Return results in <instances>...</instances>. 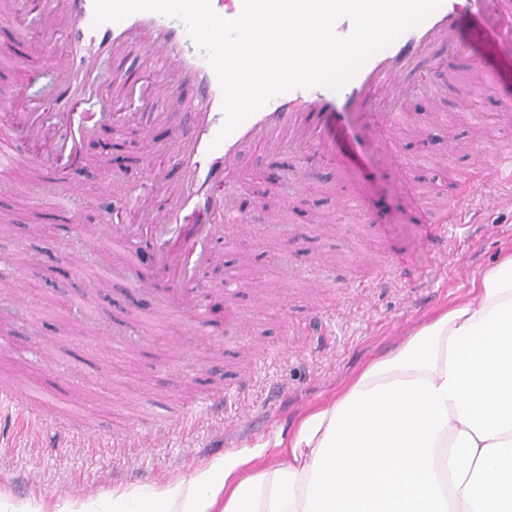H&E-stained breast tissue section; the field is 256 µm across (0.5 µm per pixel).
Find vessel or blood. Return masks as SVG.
<instances>
[{"mask_svg":"<svg viewBox=\"0 0 512 512\" xmlns=\"http://www.w3.org/2000/svg\"><path fill=\"white\" fill-rule=\"evenodd\" d=\"M470 18L475 21L472 40L489 47L512 41V0H442L424 22L372 56L340 90L315 86L283 92L221 140L222 91L182 20L143 11L119 22L99 23L94 0H0V21L13 22V35L27 56H41L59 42L65 45L52 61L50 100L21 85L0 102L12 120L9 142L0 144V196L12 189L2 171L24 168L41 177L81 162L87 133L115 108L112 84L122 75L116 71L105 76V66L128 49L144 46V73L128 84V99L161 105L160 117L166 122L174 113L193 110L194 126L190 134L175 133L168 150L155 140L152 128L143 129V191L129 201V219L107 212L102 224L119 247L149 248L150 263L135 286L157 297L161 314L200 321L206 304L185 286L211 263L217 226L247 223L236 186L256 148L297 155L306 175L335 157L336 135L349 114H360L378 132H386L414 92L415 63L441 46L465 52L459 33ZM186 83L195 89L189 100L179 93ZM489 151L483 140L472 142L477 177L461 189V197L496 181H512V154L501 155L489 171L483 165ZM422 221L439 237L447 225L463 223L464 209L455 199L442 210L423 212ZM0 413L22 426L39 423L16 396H0Z\"/></svg>","mask_w":512,"mask_h":512,"instance_id":"1","label":"vessel or blood"}]
</instances>
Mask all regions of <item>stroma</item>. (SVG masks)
<instances>
[{
    "instance_id": "obj_1",
    "label": "stroma",
    "mask_w": 512,
    "mask_h": 512,
    "mask_svg": "<svg viewBox=\"0 0 512 512\" xmlns=\"http://www.w3.org/2000/svg\"><path fill=\"white\" fill-rule=\"evenodd\" d=\"M481 60L491 83L465 79ZM456 73L435 86L429 67L416 71L418 91L385 136L353 124L339 137L331 163L300 178L293 159L258 152L239 192L248 223L230 227L213 250L220 276L239 287L224 313L193 330L157 313L156 299L131 305L137 260L102 238L109 201L136 191L142 127L167 141L153 105L124 109L87 141L86 167L63 171L78 193L79 224L63 217L17 169L0 212L13 220L0 232V390L54 408L61 425L83 423L77 438L46 439L18 430L0 445V495L84 498L132 483H152L191 464L277 431H288L308 406L372 357L392 350L406 332L465 293L479 270L512 251V188L469 198L472 226L448 227L434 246L420 224L417 196L447 200L472 168L475 126L495 148H512V42L485 51L473 42L455 59ZM387 138L398 163L379 147ZM456 153H449V145ZM451 156L449 168L431 159ZM359 172L349 182L345 167ZM118 178L111 199L93 191ZM270 193L288 200L286 223L273 224L261 204ZM359 198L370 218L355 224L340 202ZM100 239L82 254L86 239ZM86 276L74 275L78 259ZM325 278L335 301L319 305L311 286ZM224 391V408L186 430L174 418L191 395Z\"/></svg>"
}]
</instances>
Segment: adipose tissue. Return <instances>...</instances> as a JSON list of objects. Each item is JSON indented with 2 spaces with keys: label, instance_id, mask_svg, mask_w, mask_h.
<instances>
[{
  "label": "adipose tissue",
  "instance_id": "ef3b65f1",
  "mask_svg": "<svg viewBox=\"0 0 512 512\" xmlns=\"http://www.w3.org/2000/svg\"><path fill=\"white\" fill-rule=\"evenodd\" d=\"M0 512H512V252L289 433L153 484Z\"/></svg>",
  "mask_w": 512,
  "mask_h": 512
}]
</instances>
